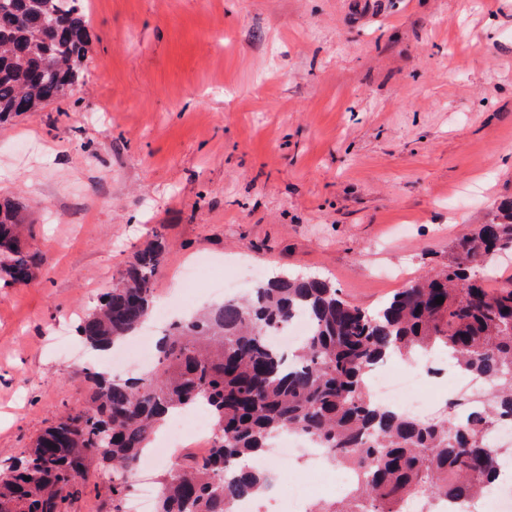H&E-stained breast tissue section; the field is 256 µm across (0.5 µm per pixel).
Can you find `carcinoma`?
<instances>
[{
  "mask_svg": "<svg viewBox=\"0 0 512 512\" xmlns=\"http://www.w3.org/2000/svg\"><path fill=\"white\" fill-rule=\"evenodd\" d=\"M0 0V120L40 112L77 82L89 61L83 0ZM16 199L0 200V279L25 286L42 261L21 239ZM512 252V200L452 246L448 264L397 291L378 310L345 299L325 279L274 273L246 299H227L168 326L156 370L121 379L89 371V398L67 410L0 472V512H69L76 479L112 469V510L123 512L133 470L169 414L205 408L218 431L203 458L178 462L155 512H236L268 472L254 461L284 432L309 437L328 460L352 468L349 496L322 512H409L418 498L467 503L498 479L504 453L489 439L512 424V288L493 291L496 258ZM165 247L145 246L118 284L77 326L106 351L149 319ZM439 296L441 304L435 303ZM305 315L312 332L294 350L271 342ZM448 352L486 384L455 417L418 418L380 405L369 371L388 357Z\"/></svg>",
  "mask_w": 512,
  "mask_h": 512,
  "instance_id": "carcinoma-1",
  "label": "carcinoma"
}]
</instances>
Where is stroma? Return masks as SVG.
I'll return each mask as SVG.
<instances>
[{
  "instance_id": "obj_1",
  "label": "stroma",
  "mask_w": 512,
  "mask_h": 512,
  "mask_svg": "<svg viewBox=\"0 0 512 512\" xmlns=\"http://www.w3.org/2000/svg\"><path fill=\"white\" fill-rule=\"evenodd\" d=\"M87 2L80 79L0 123L45 259L0 286V461L85 403L76 323L154 235L157 296L242 257L372 310L512 198V0Z\"/></svg>"
}]
</instances>
